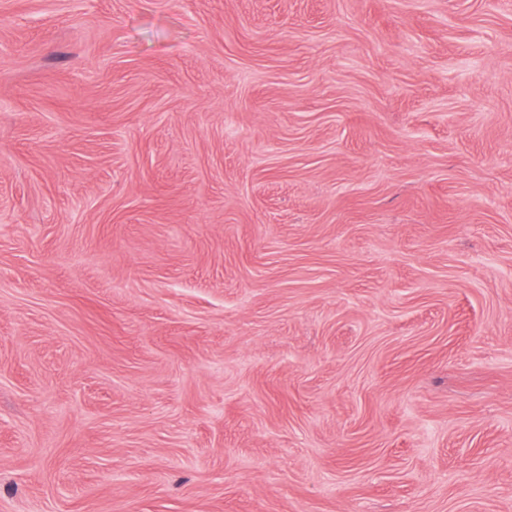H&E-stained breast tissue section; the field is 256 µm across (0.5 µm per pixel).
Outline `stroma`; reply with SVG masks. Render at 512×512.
I'll return each mask as SVG.
<instances>
[{
	"label": "stroma",
	"mask_w": 512,
	"mask_h": 512,
	"mask_svg": "<svg viewBox=\"0 0 512 512\" xmlns=\"http://www.w3.org/2000/svg\"><path fill=\"white\" fill-rule=\"evenodd\" d=\"M0 512H512V0H0Z\"/></svg>",
	"instance_id": "35a3bbf8"
}]
</instances>
